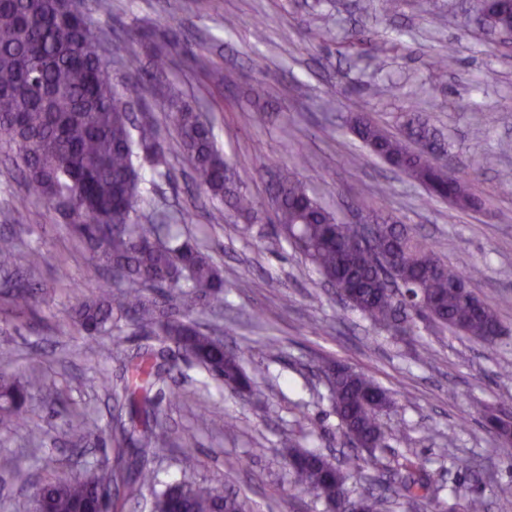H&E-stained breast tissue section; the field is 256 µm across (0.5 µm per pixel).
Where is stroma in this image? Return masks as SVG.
<instances>
[{
	"mask_svg": "<svg viewBox=\"0 0 512 512\" xmlns=\"http://www.w3.org/2000/svg\"><path fill=\"white\" fill-rule=\"evenodd\" d=\"M100 23L112 33L117 84L124 79L118 61L133 49L129 29L172 31L204 44L223 83L177 52L168 79L186 101H199L257 203L247 221L204 196L166 105L150 102L168 153L166 166L142 169V196L192 212L181 230L226 280L223 311L198 319L221 329L245 367L264 370L248 396L212 380L177 349L166 352L171 374L157 414L173 449L147 461L159 480L183 478L188 447L200 460L197 480L240 491L257 512H314L312 495L289 481L285 445L293 438L326 455L345 448L316 373L335 360L390 392L380 416L387 455H415L441 488L417 512H464L468 496L512 491V448L487 427L512 396V194L497 180L499 170H512V41L479 25L470 0H396L388 14L378 0H112ZM357 112L398 137L409 122L427 124L479 208L429 198L412 178L368 155L349 128ZM10 156L0 145V235L15 237L22 251H39L43 261L31 275L35 313H0V351L13 357L7 372L22 379L42 365L89 419L106 426L114 403L105 383L119 378L145 339L127 326L118 339L99 343L72 334L77 294L111 284L112 274L76 244L52 208L35 204L31 224L14 223L11 205L26 183ZM286 171L340 217L383 208L447 261L479 267L471 286L498 312L504 336L490 346L424 320L406 336L371 326L275 236L274 183ZM271 338L279 352L265 351ZM50 408L35 395L28 428L0 429V456L11 458L9 468L0 467V512H32L37 486L55 470L107 462L97 444L72 449L65 418ZM228 421L235 424L230 433ZM255 448L262 456H252Z\"/></svg>",
	"mask_w": 512,
	"mask_h": 512,
	"instance_id": "1",
	"label": "stroma"
}]
</instances>
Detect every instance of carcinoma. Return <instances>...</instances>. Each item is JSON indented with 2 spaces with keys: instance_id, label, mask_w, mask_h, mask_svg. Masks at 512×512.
Returning <instances> with one entry per match:
<instances>
[{
  "instance_id": "cac0c4a2",
  "label": "carcinoma",
  "mask_w": 512,
  "mask_h": 512,
  "mask_svg": "<svg viewBox=\"0 0 512 512\" xmlns=\"http://www.w3.org/2000/svg\"><path fill=\"white\" fill-rule=\"evenodd\" d=\"M491 11L494 29L512 31V0H493ZM110 14L112 0H93V7L85 9L77 0H0V140L14 149L17 167L36 198L59 214L99 262L120 271V295L100 291L77 299L71 316L74 331L82 337L109 336L125 323L155 333L158 344L156 350L131 357V377L109 386L118 410L105 431L82 421L68 426L72 447L101 440L111 462L79 476L46 480L35 494L34 512H96L104 485L113 493L115 509L119 502L136 500L149 490L153 512H253L248 497L218 485L184 479L158 489L155 471L130 455L132 446L144 457L163 456L171 449L155 410L156 395L169 374L161 362L169 346L180 347L229 387H249L253 377L234 351L215 343L189 319L196 309L224 303V277L208 254L174 234L175 226L192 223L189 210L148 216L138 210L140 168L164 165L166 148L153 118L133 122L122 100L163 99L198 186L239 217L253 216L256 207L217 148L211 126L165 81L170 59L157 32H129V40L140 43L149 56L144 60L136 52L129 54L124 66L130 81L122 87L112 82L103 63L107 34L99 25V16ZM352 130L370 154L396 159L430 196L444 198L451 191L460 207L471 205L468 183L448 173V164L436 156L423 158L363 115L353 118ZM275 195L279 234L323 278L356 283L359 292L352 308L373 325L398 329L419 306L423 290L430 298L423 319L460 336L496 342L502 323L470 288L472 275L445 261L390 213L368 209L366 220L378 226L383 250L349 264V226L340 223L305 183L292 174L282 175ZM12 215L17 224L30 223V196L15 197ZM21 262L34 270L40 254H23L16 239L0 237V275L15 273ZM34 297L31 285L19 283L8 304L21 315ZM326 380L341 432L366 448L367 456L349 468L340 467L290 437L287 459L296 461L288 467L291 482L328 505L358 495L363 512H389L395 504L411 508L437 495L439 488L412 459L385 458L379 416L390 404L386 390L353 369ZM34 392L54 395L66 408L63 391L41 374L32 372L21 381L0 372L1 427L23 420L24 403ZM361 481L366 488L359 495L355 485Z\"/></svg>"
}]
</instances>
